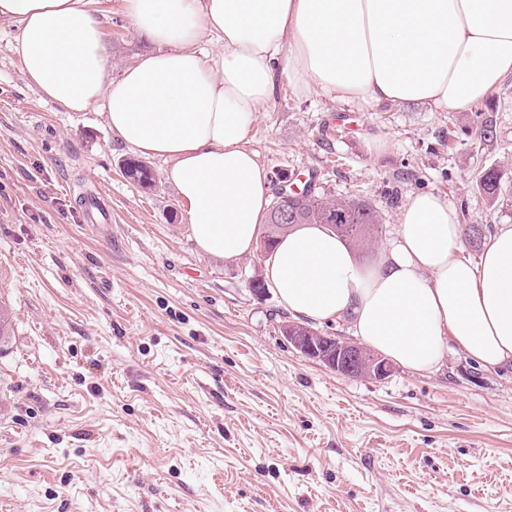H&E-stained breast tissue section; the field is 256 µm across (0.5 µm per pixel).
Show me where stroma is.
<instances>
[{"mask_svg":"<svg viewBox=\"0 0 512 512\" xmlns=\"http://www.w3.org/2000/svg\"><path fill=\"white\" fill-rule=\"evenodd\" d=\"M112 75L149 51L123 0H92ZM473 109L409 102L358 111L295 94L273 100L245 141L271 178L314 177L383 213L371 260L407 196L434 192L461 224L512 225V78ZM386 136L382 152L371 136ZM134 149L100 106L71 112L26 78L0 24V506L6 512H512V367L461 351L417 373L345 378L290 344V321L257 253L203 254L166 163L156 184L122 175ZM500 169L495 206L475 175ZM111 197L88 224L84 195Z\"/></svg>","mask_w":512,"mask_h":512,"instance_id":"stroma-1","label":"stroma"}]
</instances>
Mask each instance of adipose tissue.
I'll use <instances>...</instances> for the list:
<instances>
[{
	"instance_id": "adipose-tissue-1",
	"label": "adipose tissue",
	"mask_w": 512,
	"mask_h": 512,
	"mask_svg": "<svg viewBox=\"0 0 512 512\" xmlns=\"http://www.w3.org/2000/svg\"><path fill=\"white\" fill-rule=\"evenodd\" d=\"M91 0H0V23L41 93L81 112L100 102L131 148L168 164L203 253H249L273 184L244 141L276 74L297 95L361 109L404 102L468 108L512 77V0H123L153 51L112 76ZM216 37L221 51L200 48ZM459 215L409 195L395 236L368 265L327 226L286 234L265 277L288 311L350 319L372 350L415 372L458 346L482 367L512 363V225L478 260Z\"/></svg>"
}]
</instances>
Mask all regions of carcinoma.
<instances>
[{
	"mask_svg": "<svg viewBox=\"0 0 512 512\" xmlns=\"http://www.w3.org/2000/svg\"><path fill=\"white\" fill-rule=\"evenodd\" d=\"M124 175L142 188L154 184L150 166L143 160L129 157L125 160ZM477 186L486 203L494 206L503 197V175L495 167L485 168L479 173ZM383 217L373 204L360 196L333 198L315 191L310 184L308 194L299 199L274 197L260 246L271 251L279 236L288 232L297 224H334V232L344 241L358 247H368L373 241Z\"/></svg>",
	"mask_w": 512,
	"mask_h": 512,
	"instance_id": "1",
	"label": "carcinoma"
}]
</instances>
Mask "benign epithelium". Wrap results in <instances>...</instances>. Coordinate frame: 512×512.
I'll list each match as a JSON object with an SVG mask.
<instances>
[{"label": "benign epithelium", "mask_w": 512, "mask_h": 512, "mask_svg": "<svg viewBox=\"0 0 512 512\" xmlns=\"http://www.w3.org/2000/svg\"><path fill=\"white\" fill-rule=\"evenodd\" d=\"M283 333L288 343L301 354L340 376L384 379L394 371L388 361L358 343L343 341L296 323L284 325Z\"/></svg>", "instance_id": "1"}]
</instances>
